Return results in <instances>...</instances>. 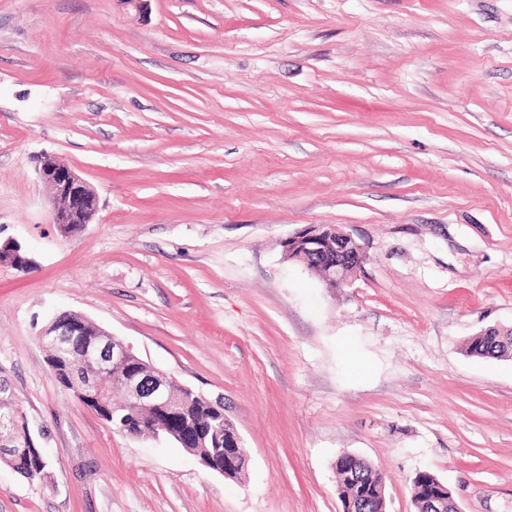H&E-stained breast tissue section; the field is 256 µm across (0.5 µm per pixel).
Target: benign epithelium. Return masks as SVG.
I'll return each mask as SVG.
<instances>
[{"instance_id":"obj_1","label":"benign epithelium","mask_w":512,"mask_h":512,"mask_svg":"<svg viewBox=\"0 0 512 512\" xmlns=\"http://www.w3.org/2000/svg\"><path fill=\"white\" fill-rule=\"evenodd\" d=\"M40 180L50 191L51 223L62 236L74 237L92 223L98 211V196L94 187L74 168L53 155L41 157L38 166ZM283 255L304 263L308 271L318 274L323 285L334 291L344 287L367 259L364 244L334 226H308L282 242ZM28 265L30 259L17 243L0 245V264ZM40 335L44 348L59 353H72L81 362V368L71 371L72 394L78 404L84 399L102 398L107 389L118 385L144 409L163 406L171 411L179 408L180 398L173 392L174 379L167 373L150 367L148 374L124 377L116 372L134 355L131 347L99 325H89V319L74 312H62L43 328ZM28 424L20 407L9 413H0V457H24L38 464L40 478L48 475V462L38 449L28 447L22 430ZM247 456L239 435L224 449V459L214 456L199 462L207 469L226 475L237 467L240 458Z\"/></svg>"}]
</instances>
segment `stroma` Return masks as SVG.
Wrapping results in <instances>:
<instances>
[{
	"label": "stroma",
	"mask_w": 512,
	"mask_h": 512,
	"mask_svg": "<svg viewBox=\"0 0 512 512\" xmlns=\"http://www.w3.org/2000/svg\"><path fill=\"white\" fill-rule=\"evenodd\" d=\"M52 154L93 185L76 238ZM365 244L330 290L284 239ZM0 371L50 475L0 465V512H342L336 458L417 512H512V0H0ZM72 311L220 402L240 480L132 439L57 383L38 334ZM38 175L50 191L51 224H56L62 236L74 237L92 223L98 211V196L74 168L45 154L39 161ZM465 352L474 357H509L512 354V330H484L465 345ZM411 482L415 489L414 500L419 508V512H429L428 503L426 501L425 496L422 493L417 492V491H419V489H421V488L426 489L429 487L433 488L435 486H440L439 482L445 488L448 489V487L445 484H443L434 474L426 472V471L417 472Z\"/></svg>",
	"instance_id": "35a3bbf8"
}]
</instances>
